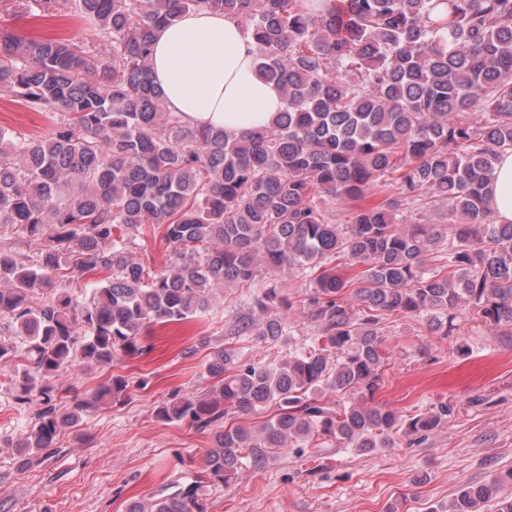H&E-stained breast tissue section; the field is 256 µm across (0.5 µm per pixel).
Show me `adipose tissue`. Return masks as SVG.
<instances>
[{"label":"adipose tissue","mask_w":512,"mask_h":512,"mask_svg":"<svg viewBox=\"0 0 512 512\" xmlns=\"http://www.w3.org/2000/svg\"><path fill=\"white\" fill-rule=\"evenodd\" d=\"M250 32L234 17L198 11L160 27L152 76L171 111L191 126L241 136L268 125L285 107L280 88L259 74ZM498 223H512V154H503L490 185Z\"/></svg>","instance_id":"1"}]
</instances>
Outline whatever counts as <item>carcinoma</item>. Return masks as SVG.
<instances>
[{
    "label": "carcinoma",
    "mask_w": 512,
    "mask_h": 512,
    "mask_svg": "<svg viewBox=\"0 0 512 512\" xmlns=\"http://www.w3.org/2000/svg\"><path fill=\"white\" fill-rule=\"evenodd\" d=\"M111 46L103 57L0 27V87L31 109L53 105L55 132L27 139L0 126V230L39 245L0 246V318L26 337L16 399L36 404L22 448L44 449L62 427L130 382L111 376L59 412L55 381L80 364L141 355L142 332L205 317L219 288L252 289L233 334L276 343L307 307L319 338L278 362L214 351L209 390L159 405L158 419L203 429L230 411L278 413L258 428L217 433L204 472L237 476L247 448L317 438L360 451L394 435L424 436L448 419L441 403L404 418L380 405L329 403L373 394L386 359L380 324L420 318L449 336L464 312L512 326V223L495 222L488 185L512 151V0H71ZM236 17L257 46L263 78L285 108L267 126L231 137L191 127L154 83L155 31L183 15ZM367 201L336 223L332 205ZM448 211L449 222L410 213ZM163 227L172 255H132L143 226ZM313 277L296 302L267 283L284 270ZM36 295L46 299L33 304ZM512 470L457 488L428 512H512ZM128 512H202L199 485Z\"/></svg>",
    "instance_id": "carcinoma-1"
}]
</instances>
